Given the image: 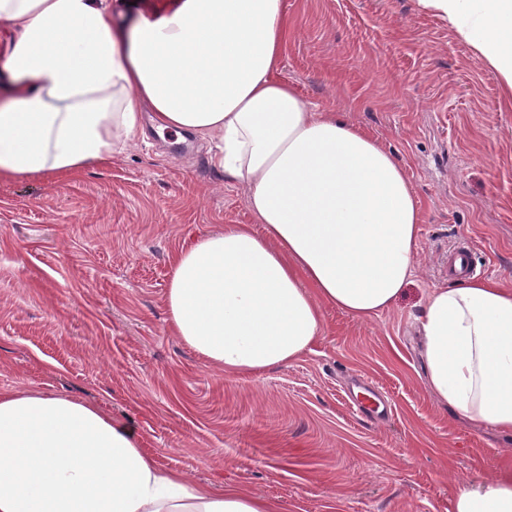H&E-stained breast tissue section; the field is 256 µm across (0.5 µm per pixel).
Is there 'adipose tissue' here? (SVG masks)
<instances>
[{
	"label": "adipose tissue",
	"mask_w": 512,
	"mask_h": 512,
	"mask_svg": "<svg viewBox=\"0 0 512 512\" xmlns=\"http://www.w3.org/2000/svg\"><path fill=\"white\" fill-rule=\"evenodd\" d=\"M512 99V0H418ZM124 23H113V15ZM284 0H0V175L68 173L120 154L145 124L216 140L254 224L182 246L169 327L230 375L287 365L324 306L366 321L412 284L422 213L406 166L365 128L279 76ZM430 392L468 424L512 432V287L476 276L421 308ZM0 512H276L161 469L141 439L72 398L0 392ZM449 512H512V471L461 482Z\"/></svg>",
	"instance_id": "1"
}]
</instances>
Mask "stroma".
Returning a JSON list of instances; mask_svg holds the SVG:
<instances>
[{
	"label": "stroma",
	"mask_w": 512,
	"mask_h": 512,
	"mask_svg": "<svg viewBox=\"0 0 512 512\" xmlns=\"http://www.w3.org/2000/svg\"><path fill=\"white\" fill-rule=\"evenodd\" d=\"M284 5L281 77L409 170L424 222L405 294L365 322L325 308L323 336L289 365H209L168 328L170 262L254 218L206 141L151 131L72 176L0 175V390L84 400L159 467L279 512H448L458 483L512 467V433L458 420L429 392L417 324L455 248L477 276L512 281V103L417 0ZM350 378L382 389L384 419L352 407Z\"/></svg>",
	"instance_id": "stroma-1"
}]
</instances>
